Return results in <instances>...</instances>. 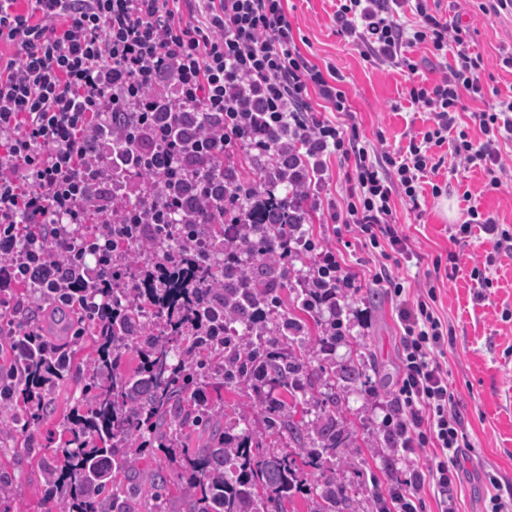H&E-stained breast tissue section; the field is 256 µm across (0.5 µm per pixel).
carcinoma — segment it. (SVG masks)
I'll return each instance as SVG.
<instances>
[{
	"instance_id": "obj_1",
	"label": "carcinoma",
	"mask_w": 512,
	"mask_h": 512,
	"mask_svg": "<svg viewBox=\"0 0 512 512\" xmlns=\"http://www.w3.org/2000/svg\"><path fill=\"white\" fill-rule=\"evenodd\" d=\"M282 204L252 206L248 224L208 226L224 232V259L204 262L174 275L155 292L120 289L112 296L117 317H98L92 336L97 357L89 364L83 396L87 407L73 413L61 434L63 464L43 475L60 494L61 512H129L128 500L143 494L154 505L176 487L182 512H286L316 476L319 493L309 512H355L348 484L325 472L324 463L343 454L345 431L338 427L339 394L351 380L319 367L310 371L309 325L278 314L279 291L290 286L279 274L273 248L279 226L271 212ZM321 350L345 336L336 332V313L313 316ZM134 351L139 370L120 369ZM56 381L80 371L74 354L53 359ZM224 387L247 386L266 414L273 434L288 432V448H265L240 418L221 426L224 414L199 392L200 380ZM326 391L314 400L315 386ZM313 403L315 420H295ZM51 402L21 408L13 423L26 433L50 412ZM205 440L188 446L191 434ZM147 444L169 452L167 465L143 472L138 464Z\"/></svg>"
}]
</instances>
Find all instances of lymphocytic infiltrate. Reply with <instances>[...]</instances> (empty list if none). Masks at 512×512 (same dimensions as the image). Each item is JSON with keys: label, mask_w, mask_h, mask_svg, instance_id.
<instances>
[{"label": "lymphocytic infiltrate", "mask_w": 512, "mask_h": 512, "mask_svg": "<svg viewBox=\"0 0 512 512\" xmlns=\"http://www.w3.org/2000/svg\"><path fill=\"white\" fill-rule=\"evenodd\" d=\"M338 32L366 57L417 72L408 48L434 54L455 46L448 74L409 92L434 126L405 153L373 157L357 125L319 117L312 98L350 112L335 72L301 54L284 0H0V349L29 354L37 333L15 321L13 291L39 288L53 310L76 305L96 313L116 288L151 281L216 251L215 238L184 235L186 224H241L256 183L236 173L244 154L270 164L285 184L288 211L280 259L295 245L316 251L300 225L320 206L315 186L328 182L327 160L350 164L345 211L327 224L356 226L393 260H412L394 225L391 196L417 201L420 180L437 172L430 149L451 143L498 186L499 145L512 141V96L474 118L484 135L449 140L463 95L481 96L482 59L469 31L443 22L423 0H339ZM413 6V22L401 18ZM144 260L128 269L133 254ZM394 296L404 285L381 273ZM402 376L385 416L393 446L411 455L434 445L424 467H412L388 490L395 512H416L424 487L442 512L463 468L468 441L454 408L444 327L425 300L402 301Z\"/></svg>", "instance_id": "obj_1"}]
</instances>
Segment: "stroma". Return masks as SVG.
Masks as SVG:
<instances>
[{"instance_id": "35a3bbf8", "label": "stroma", "mask_w": 512, "mask_h": 512, "mask_svg": "<svg viewBox=\"0 0 512 512\" xmlns=\"http://www.w3.org/2000/svg\"><path fill=\"white\" fill-rule=\"evenodd\" d=\"M482 2H427L432 13L468 28L469 50L482 58L484 98L463 97L465 110L458 125L475 141L482 134L473 112L512 95V66L507 63L512 56V16L486 14ZM338 5V0H285L294 40L312 64L339 74L362 139L379 154L405 151L410 136L431 125L429 112L411 102L410 89L424 79L439 80L454 58L449 53L433 56L429 45H417L408 51L421 62L414 74L368 59L338 34L334 22ZM431 153L441 162L437 175L422 178L417 202L394 197L393 216L397 229L420 257L405 273L406 293L413 299L434 290V307L450 333L441 363L448 371V387L469 442L453 492L455 509L486 512L495 493L494 482L512 485V251L496 250L491 236L477 228L459 240L454 234L471 208L492 215L512 231V143L502 147L505 170L496 188L490 186L482 168L465 164L451 145L432 147ZM435 185L442 188L437 197L431 192ZM321 218V211L311 213L310 230L320 244L335 251L342 267L358 276V291L344 296L349 311L343 331L374 365L370 386L353 383L344 394L338 420L350 441L345 457L331 462L361 504L371 491L387 492L407 466L428 463L435 450L427 447L405 458L387 449L383 419L400 380L401 330L386 283L374 280L384 259L380 249L360 242L357 232L335 230ZM81 389L77 376L53 387L55 412L33 429L39 453L24 454L10 421L0 422V474L12 484L10 498L0 501V512H59L43 481L42 468L59 453L63 420L81 405ZM200 389L209 401L220 402L228 420L243 414L251 429L264 432V415L252 407L249 388L218 393L212 381L204 379Z\"/></svg>"}]
</instances>
